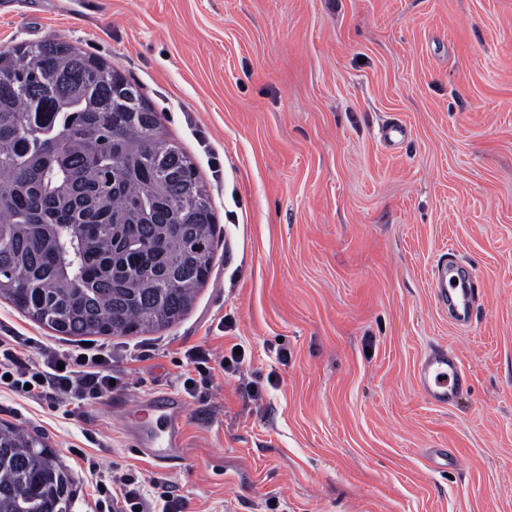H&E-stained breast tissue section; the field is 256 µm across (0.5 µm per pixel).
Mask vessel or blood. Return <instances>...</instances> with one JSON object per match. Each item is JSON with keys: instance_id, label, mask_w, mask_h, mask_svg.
I'll return each instance as SVG.
<instances>
[{"instance_id": "vessel-or-blood-1", "label": "vessel or blood", "mask_w": 512, "mask_h": 512, "mask_svg": "<svg viewBox=\"0 0 512 512\" xmlns=\"http://www.w3.org/2000/svg\"><path fill=\"white\" fill-rule=\"evenodd\" d=\"M432 286L440 305L447 307L458 324L468 322L474 302L471 273L458 263L442 260L434 270ZM417 385L433 404H452L466 387L467 374L456 351L435 347L421 359L416 374ZM150 406L151 416H142L143 406ZM128 405V414H140L141 429L134 445L154 461L164 463L178 459L183 445L184 401L171 393L150 400L149 404Z\"/></svg>"}]
</instances>
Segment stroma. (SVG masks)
Returning <instances> with one entry per match:
<instances>
[{
    "label": "stroma",
    "mask_w": 512,
    "mask_h": 512,
    "mask_svg": "<svg viewBox=\"0 0 512 512\" xmlns=\"http://www.w3.org/2000/svg\"><path fill=\"white\" fill-rule=\"evenodd\" d=\"M44 40L141 86L216 219L189 310L104 337L116 382L81 417L0 391L70 468V512H98L91 460L186 512H512V0H0V48ZM449 256L476 276L465 325L432 293ZM0 336L82 343L2 298ZM192 346L244 364L157 463L123 403L180 393ZM437 346L469 376L445 407L416 381Z\"/></svg>",
    "instance_id": "35a3bbf8"
}]
</instances>
